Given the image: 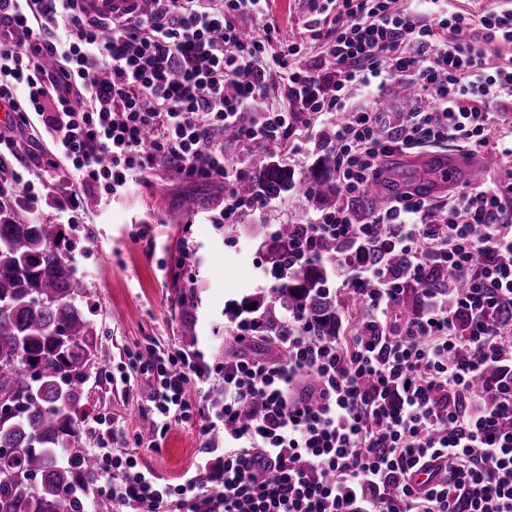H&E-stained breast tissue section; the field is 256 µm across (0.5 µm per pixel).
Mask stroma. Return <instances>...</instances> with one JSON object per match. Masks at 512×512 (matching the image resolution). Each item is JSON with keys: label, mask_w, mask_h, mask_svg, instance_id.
<instances>
[{"label": "stroma", "mask_w": 512, "mask_h": 512, "mask_svg": "<svg viewBox=\"0 0 512 512\" xmlns=\"http://www.w3.org/2000/svg\"><path fill=\"white\" fill-rule=\"evenodd\" d=\"M270 13L283 39L307 40L309 0H270ZM219 195L211 181H188L160 168L150 183L132 186L125 195L90 201L75 234L94 237L97 246L70 252L86 285L84 303L91 310L97 346L107 356L91 370L89 413L111 417L119 432L117 452L136 455L142 470L167 482L177 472L195 478L200 501L212 490L215 468L209 463V443L194 426H172L158 450L133 443V434L150 418L149 384L134 371L129 354L151 343L162 351H200L211 364L223 361L228 353L224 337L235 327L237 312L245 300L260 295L258 269L272 267L267 243L273 225L303 223L314 207L303 196L287 195L266 223L248 219L228 233L204 221ZM186 242L196 251L191 266L181 261ZM186 295L195 301L188 314L178 304Z\"/></svg>", "instance_id": "stroma-1"}]
</instances>
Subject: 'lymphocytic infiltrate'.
<instances>
[{"mask_svg":"<svg viewBox=\"0 0 512 512\" xmlns=\"http://www.w3.org/2000/svg\"><path fill=\"white\" fill-rule=\"evenodd\" d=\"M268 2L151 0L94 19L80 0H0V100L15 113L0 133V196L77 224L89 191L123 194L167 164L221 187L208 223L238 224L276 202L240 193L252 171L225 158L226 130L244 149L279 152L293 180L314 155L334 154L340 199L298 225L284 272L329 267L337 291L359 296L351 333L321 338L304 312L275 330L255 310L233 339L277 357L212 366L197 351L146 345L131 360L150 383L153 438L134 441L153 448L171 425H197L218 450L219 512H512V8L311 0L313 62L306 43L280 38ZM273 68L289 108L262 107ZM394 87L415 104L389 116L373 100ZM248 110L259 116L246 124ZM26 129L49 151L24 156ZM451 140L497 153L501 176L440 205L404 194L356 219L385 158ZM41 167L58 172L47 193L28 179ZM392 256L418 283L447 267L448 293L401 317ZM304 380L311 393L295 397ZM254 401L258 414L242 420ZM86 429L99 496L131 512L191 501L194 479L164 483L113 453L111 418Z\"/></svg>","mask_w":512,"mask_h":512,"instance_id":"lymphocytic-infiltrate-1","label":"lymphocytic infiltrate"}]
</instances>
